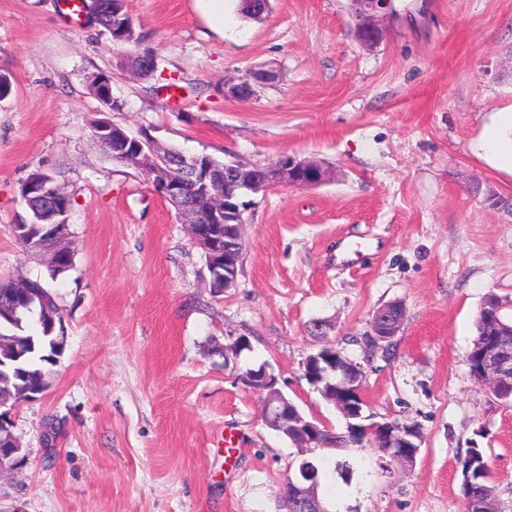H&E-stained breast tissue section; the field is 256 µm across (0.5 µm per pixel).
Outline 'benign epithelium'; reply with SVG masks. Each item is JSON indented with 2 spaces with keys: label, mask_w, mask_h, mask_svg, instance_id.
I'll return each mask as SVG.
<instances>
[{
  "label": "benign epithelium",
  "mask_w": 512,
  "mask_h": 512,
  "mask_svg": "<svg viewBox=\"0 0 512 512\" xmlns=\"http://www.w3.org/2000/svg\"><path fill=\"white\" fill-rule=\"evenodd\" d=\"M393 0H350V13L354 21V33L361 45L372 48L380 42L382 23L392 12ZM276 78L270 69L251 68L236 76L224 77V97L248 100L255 87L268 84ZM96 142L112 156L128 161L141 169L148 178L156 181L161 195L177 210L182 223L186 224L193 242L207 256L211 281L227 291L235 287L238 264L241 259L240 243L245 224V202L242 198L250 194L265 193L279 186H317L330 181L333 171L314 158L296 159L281 156L277 160L256 167H245L235 158L224 160V170L212 166H200L198 155H180L173 159L178 174L168 170L151 168L152 159L144 146L151 151L158 149L157 143L143 134L131 136L121 128L103 121L95 136ZM210 194L217 199L220 208L217 216L224 219L229 235L224 237V249L211 234V225L199 221L196 212L195 194ZM50 207L65 208L63 198L67 190L61 185L43 188ZM32 249L49 256L48 266L56 275L67 273L72 267L74 253L65 245V238L53 233L32 244ZM41 291L40 284L24 278L10 284V289L0 293V319L12 322L21 306L29 303ZM405 316L404 308L392 303L378 309L371 321L370 335L388 339L395 335ZM487 334L477 343L478 364L474 374L478 382L487 386L500 400L512 402V345L505 338L504 323L498 311L488 315ZM303 377L318 391L321 384L330 388L329 400L348 419L362 418V409L351 406V397L364 400V384L361 374L348 369L336 358V349L330 345L321 347L308 355L303 362ZM248 384L262 400V417L268 426H274L286 436L296 440L295 447L301 455L308 456L319 449L336 446V434L317 418L304 417L297 406L277 387L274 374L262 367L247 375ZM13 409L0 407V461L11 460L10 466L20 467L26 455L11 431ZM351 434L368 438L382 445L384 451L394 452L399 463L411 467L416 462L421 444V432L391 422L351 425ZM320 482L308 470L302 468L281 485L280 494L293 504L299 512H331L318 496Z\"/></svg>",
  "instance_id": "1"
}]
</instances>
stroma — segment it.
<instances>
[{"instance_id": "stroma-1", "label": "stroma", "mask_w": 512, "mask_h": 512, "mask_svg": "<svg viewBox=\"0 0 512 512\" xmlns=\"http://www.w3.org/2000/svg\"><path fill=\"white\" fill-rule=\"evenodd\" d=\"M270 5L252 20L224 0L218 29L200 0H127L157 51L140 78L107 32L65 27L58 0H0L12 82L0 98V276L46 281L68 334L47 390L14 411L27 460L0 474V512H285L279 487L298 450L239 376L263 364L342 437L322 465L357 466L351 485L321 484L333 512H465L456 461L472 447L512 512V403L468 362L485 298L512 313V173L476 148L490 114L512 106V0H394L373 48L356 40L348 0ZM251 67L279 78L225 98V75ZM97 71L121 111L90 92ZM172 77L182 91L151 94ZM101 119L187 156L288 154L335 177L254 195L236 286L218 294L175 208L95 143ZM36 170L61 173L73 196L75 264L54 280L14 235ZM396 301L398 332L366 352L373 314ZM320 322L325 336L311 335ZM241 334L250 349L222 355ZM325 345L360 364L369 421L421 426L413 467L383 471L369 442H348V419L303 376Z\"/></svg>"}]
</instances>
